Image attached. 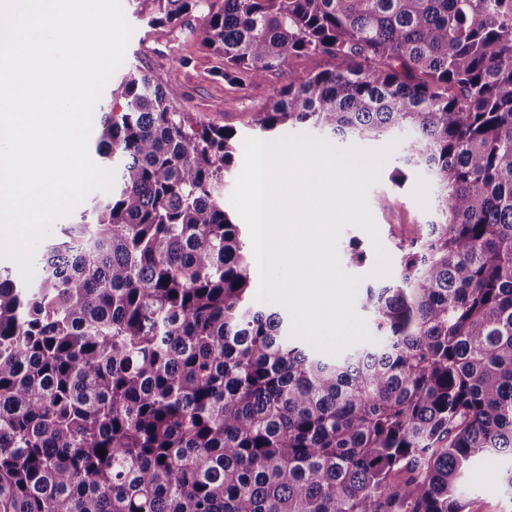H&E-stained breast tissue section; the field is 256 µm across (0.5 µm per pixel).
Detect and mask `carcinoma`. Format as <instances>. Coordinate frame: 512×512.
<instances>
[{
  "label": "carcinoma",
  "mask_w": 512,
  "mask_h": 512,
  "mask_svg": "<svg viewBox=\"0 0 512 512\" xmlns=\"http://www.w3.org/2000/svg\"><path fill=\"white\" fill-rule=\"evenodd\" d=\"M157 33L203 13L240 85L289 72L252 126L412 130L391 181L435 219L360 307L381 343L335 359L252 301L218 188L236 130L136 66L95 153L111 191L0 270V512H467L476 460L512 456V0H139ZM104 454H99V451ZM333 61L325 55H313L308 57H292L290 66L293 78L298 80L311 72L331 67Z\"/></svg>",
  "instance_id": "carcinoma-1"
}]
</instances>
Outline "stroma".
Masks as SVG:
<instances>
[{
  "label": "stroma",
  "instance_id": "35a3bbf8",
  "mask_svg": "<svg viewBox=\"0 0 512 512\" xmlns=\"http://www.w3.org/2000/svg\"><path fill=\"white\" fill-rule=\"evenodd\" d=\"M122 7L132 28L125 62L143 66L162 80L176 81L183 94L182 108L193 119L233 127L243 140L253 136L250 123L254 114L264 111L275 100L288 79L298 80L332 65L325 55L294 57L290 60L292 76L275 74L264 82L241 86L224 80L221 59L202 47L203 15L191 16L187 24L161 35L137 14L134 0H122ZM409 136L406 130L395 132L392 140L397 147L392 151L393 157L385 161L379 182L368 194L369 207L393 269L398 266L399 241L408 236L412 225L425 223L435 214L426 170L416 169L400 188L389 180L393 159L400 156V148ZM510 467L512 457L498 455L477 461L470 468L466 485L470 512H512V496L490 478L493 471Z\"/></svg>",
  "mask_w": 512,
  "mask_h": 512
}]
</instances>
